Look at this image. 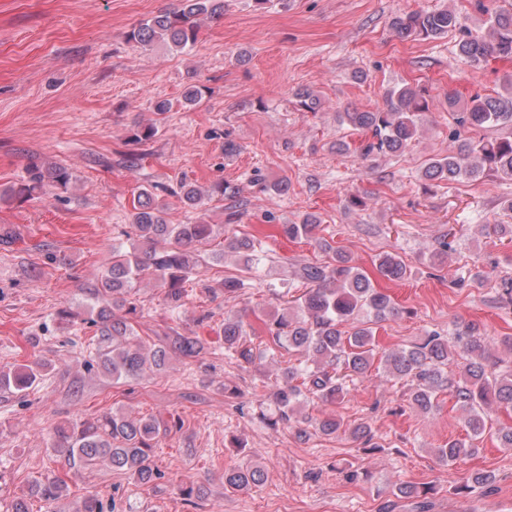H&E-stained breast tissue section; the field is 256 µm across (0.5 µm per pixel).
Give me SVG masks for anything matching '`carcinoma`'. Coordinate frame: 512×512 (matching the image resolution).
<instances>
[{
	"instance_id": "cac0c4a2",
	"label": "carcinoma",
	"mask_w": 512,
	"mask_h": 512,
	"mask_svg": "<svg viewBox=\"0 0 512 512\" xmlns=\"http://www.w3.org/2000/svg\"><path fill=\"white\" fill-rule=\"evenodd\" d=\"M480 19H471L453 9L411 11L396 16L391 28L403 39H437L448 33L457 37V50L470 65L478 66L487 56L512 60V3L489 8L477 0ZM224 15V0H180V7L161 9L141 22L130 33V40L147 46L163 41L175 50L196 43L203 21ZM296 104L306 112L322 108L319 96L308 89L293 93ZM430 110L425 92L410 85L393 89L385 104L374 110L338 113L340 123L362 135L355 151L365 159L403 152L418 133L422 116ZM448 111L454 129L455 150L443 157L427 160L422 177L426 180L478 181L493 176L512 181V77L506 79L503 92L495 96L475 94L462 103L448 97ZM489 129L508 130V134L489 138ZM73 174L65 165L44 167L37 163L27 169L26 183L7 190V198H24L49 182L65 190ZM203 192L183 183L180 202L191 209L202 203ZM129 224L136 244L132 250L112 247V256L100 277L87 286L94 301L89 323L95 327L92 337L97 365L117 385L137 379L144 373L164 370L169 351L196 358L205 349L197 336L177 331L159 343L147 346L135 339L130 317L138 312L131 301L135 283L144 272L168 285L166 300L177 309L189 297L186 284L216 256L215 247H228L238 254V276L222 281L224 293L234 294L247 286L253 265L264 255L262 241L255 237H234L216 241L213 225L203 217L192 224H169L164 207L153 192L140 189L133 201ZM320 221L305 215L298 224H283L281 231L290 239H305L326 255L321 263H308L293 270L290 280L303 291L293 299L296 311L274 313L261 320L268 334L265 349L258 352L248 340L247 324L238 316L227 315L221 327L224 356L240 367L255 362L258 355L280 362L283 352L296 357L271 386L269 399L278 420L300 425L298 432L308 435L300 416L302 400L311 397L327 404H340L349 393V384L365 377L376 358L375 325L398 314V308L386 289L378 288L369 273L355 264L349 253L315 234ZM377 274L391 281L408 277L409 270L396 253H385L373 261ZM124 314H116V311ZM456 363L458 372L448 374V364ZM380 365L387 375L410 383L409 404L428 413L439 407V397L450 395L463 411L467 437L453 439L437 449L439 462L447 465L462 456L479 452L478 443L489 438L500 448H512V426L488 425L487 409L502 405L512 410V368L497 369L498 361L489 352L487 334L478 322L456 325L452 337L430 331L410 346L384 353ZM44 366L26 365L20 371L0 369V389L26 392L42 380ZM314 433L330 436L338 431L352 441L370 445L371 427L365 423L348 426L335 416L312 422ZM171 430L169 424L154 416L130 418L119 411H107L94 420H73L54 428L55 451L71 467L92 468L101 463L127 475L139 486L155 487L163 477L154 462V450L160 435ZM265 472L250 460L224 470V493H238L259 487ZM68 483L52 473L32 481L27 493L15 497L9 512H32L29 500L36 498L52 505L66 498Z\"/></svg>"
}]
</instances>
